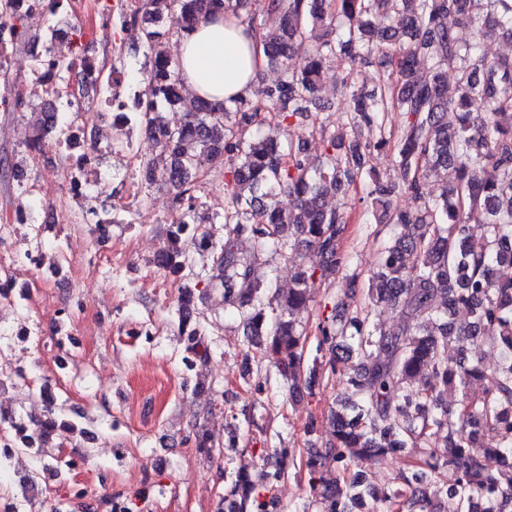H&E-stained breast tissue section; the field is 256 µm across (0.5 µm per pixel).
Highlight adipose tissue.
<instances>
[{
    "label": "adipose tissue",
    "mask_w": 512,
    "mask_h": 512,
    "mask_svg": "<svg viewBox=\"0 0 512 512\" xmlns=\"http://www.w3.org/2000/svg\"><path fill=\"white\" fill-rule=\"evenodd\" d=\"M177 59L188 91L213 102L252 96L267 67L262 33L230 12L200 16Z\"/></svg>",
    "instance_id": "ef3b65f1"
}]
</instances>
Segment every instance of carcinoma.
<instances>
[{"instance_id": "1", "label": "carcinoma", "mask_w": 512, "mask_h": 512, "mask_svg": "<svg viewBox=\"0 0 512 512\" xmlns=\"http://www.w3.org/2000/svg\"><path fill=\"white\" fill-rule=\"evenodd\" d=\"M126 27L139 31L149 70L144 88L153 98L142 112H127L122 125L142 119L158 150L141 159L145 181L174 190L177 217L169 225L167 247L157 264L179 275L189 267L182 234L195 236L214 257L213 274L202 294L185 290L178 299L179 326L189 324L193 300L211 292L224 298L241 320L262 359L288 382V394L308 390L336 376L337 364L357 359L345 383L355 398L336 401L329 421L332 440L307 449L300 461L286 448H247L224 465V512H269L281 505L276 482L292 477L306 484L304 496L285 512H512V279L496 269L512 266V56L488 58L479 51L490 32L512 39V0H136L117 4ZM244 14L264 39L268 66L282 77L264 99L232 104L183 93L178 62L166 50L171 37L188 35L204 12ZM456 15L473 28V40L460 41L448 27ZM0 27L11 33L7 52L33 44L24 17L0 6ZM346 64L342 92L349 95L348 140L329 131V117L314 116L323 145L311 157L304 142L288 139L290 120L309 117L325 65ZM379 69L370 90L358 86L361 68ZM454 69L456 93L448 95L447 73ZM77 69L60 62L57 89L75 97ZM167 109L185 114L172 128ZM279 120L265 128L261 114ZM404 118L399 136L387 125L389 113ZM29 149L39 150L53 132L77 136L56 112H37ZM375 128L364 141L357 130ZM393 151L397 179L370 178L371 158ZM228 165L224 183V236L197 215L198 179ZM448 173L441 192L428 197L424 184L438 170ZM362 189L377 222L392 234L381 249L368 281L349 277L344 294L364 297L347 316L318 315L316 357L307 364L308 312L318 284L347 266L342 240L350 223L343 207L326 199ZM293 197L283 210L282 193ZM409 197L414 209L395 204ZM249 232L256 253L305 246L288 289L274 277L257 275V258H244L237 237ZM442 298L437 305L436 298ZM389 306V325L371 320L372 310ZM206 331L197 322L187 333V351L209 356ZM485 351L498 364L486 370ZM485 379L482 395L468 392ZM458 391L448 406V388ZM59 423L55 412L30 426L22 416L0 413V434L27 431L28 446L16 454L47 447ZM445 434L446 447L434 437ZM411 449L414 456L386 490L372 487L366 468L388 454ZM281 459L272 473L258 469L269 456ZM511 460L492 470L490 458ZM456 472L453 484L443 472Z\"/></svg>"}]
</instances>
